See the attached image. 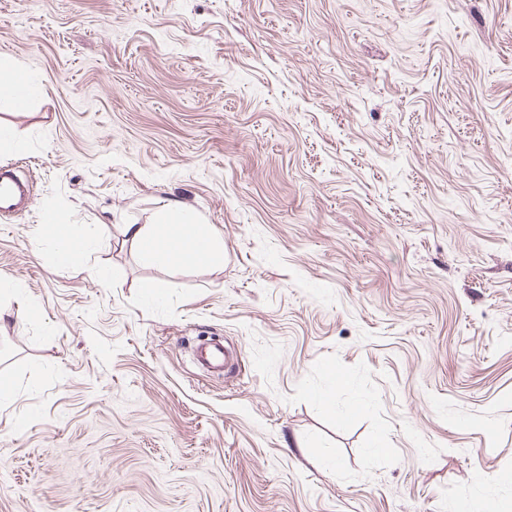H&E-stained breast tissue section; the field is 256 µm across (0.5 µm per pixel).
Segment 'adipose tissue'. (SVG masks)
Segmentation results:
<instances>
[{
	"label": "adipose tissue",
	"instance_id": "obj_1",
	"mask_svg": "<svg viewBox=\"0 0 512 512\" xmlns=\"http://www.w3.org/2000/svg\"><path fill=\"white\" fill-rule=\"evenodd\" d=\"M124 232L140 256L157 266H214L223 257L220 239L185 206L165 208L152 224L125 225Z\"/></svg>",
	"mask_w": 512,
	"mask_h": 512
}]
</instances>
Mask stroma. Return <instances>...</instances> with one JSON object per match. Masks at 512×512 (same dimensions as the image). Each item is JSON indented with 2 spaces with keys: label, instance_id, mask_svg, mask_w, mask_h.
Instances as JSON below:
<instances>
[{
  "label": "stroma",
  "instance_id": "stroma-1",
  "mask_svg": "<svg viewBox=\"0 0 512 512\" xmlns=\"http://www.w3.org/2000/svg\"><path fill=\"white\" fill-rule=\"evenodd\" d=\"M0 62V512H512V0H0ZM0 98L23 101V84L6 66L0 63ZM31 186L9 166H0V215L16 214L31 203ZM185 206L162 210L155 224H128L124 232L147 262L167 267L214 266L223 258L220 239ZM153 244L147 247V244ZM58 246L55 252L56 265L61 269H67L73 265L76 258L86 251L89 245V237H77L67 224H56L51 231ZM195 359L203 372L224 371L230 364V357L222 343H210L196 348Z\"/></svg>",
  "mask_w": 512,
  "mask_h": 512
}]
</instances>
